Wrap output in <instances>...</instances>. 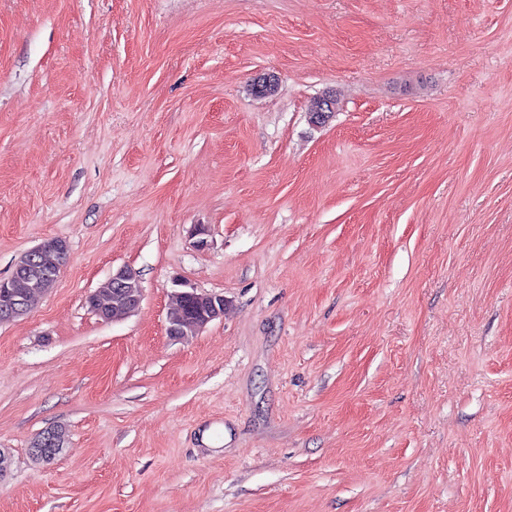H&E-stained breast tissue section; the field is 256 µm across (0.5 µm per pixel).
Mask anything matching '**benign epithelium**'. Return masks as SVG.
Here are the masks:
<instances>
[{"mask_svg": "<svg viewBox=\"0 0 512 512\" xmlns=\"http://www.w3.org/2000/svg\"><path fill=\"white\" fill-rule=\"evenodd\" d=\"M275 76L264 74L254 83L259 96L277 91ZM334 111L331 98L320 97L310 108V120L315 125L325 123ZM68 251L67 242L59 238L46 239L25 252L17 261L12 275L0 279V322L25 315L33 301L52 290L61 266L55 256ZM142 288L136 275L120 268L106 286L90 294V307L105 320L127 317L134 313L142 301ZM175 314L169 318L166 334L176 340H187L210 322L224 316L226 302L220 294L207 293L195 288H175L170 293ZM63 446V432L56 428L45 430L34 446L35 456L49 461Z\"/></svg>", "mask_w": 512, "mask_h": 512, "instance_id": "1", "label": "benign epithelium"}]
</instances>
